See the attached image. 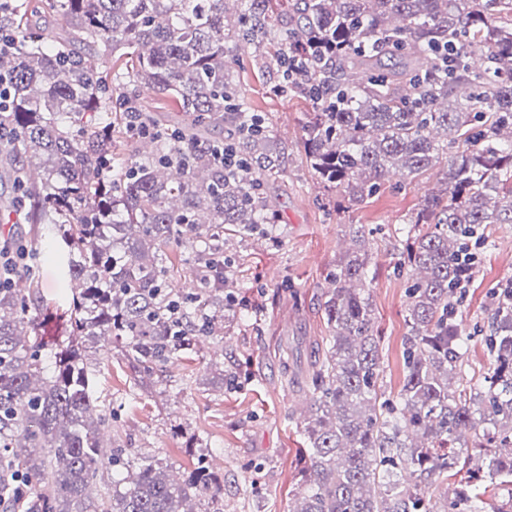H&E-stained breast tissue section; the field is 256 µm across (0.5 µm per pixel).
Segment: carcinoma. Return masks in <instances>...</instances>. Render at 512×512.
<instances>
[{"label": "carcinoma", "mask_w": 512, "mask_h": 512, "mask_svg": "<svg viewBox=\"0 0 512 512\" xmlns=\"http://www.w3.org/2000/svg\"><path fill=\"white\" fill-rule=\"evenodd\" d=\"M31 0H0V75L9 109L0 145L37 224L68 247L76 283L66 333L48 345L34 328L31 291L0 283V502L18 512H202L217 494L201 466L179 481L126 449L104 457L112 414L93 395L88 352L118 350L140 380L159 376L200 337L230 335L235 299L224 274L225 230L275 223L262 192L277 167L265 119L234 80L246 44L275 68L281 96L305 94L307 159L326 187L362 201L392 174L445 169L443 184L401 228L397 268L409 274L403 382L383 398L372 271L359 248L340 255L323 302L329 335L308 375L300 449L303 489L294 512H481L477 487L512 484V278L489 292L483 341L493 368L465 374L472 334L457 320L490 246L487 229L512 224V0H53L68 29L29 33ZM288 12V28L273 17ZM102 56L134 48L126 77L171 100L180 116L143 113L152 154L112 169V120L123 99L77 47ZM227 126L242 163L232 172L204 145ZM43 169L40 183L25 165ZM194 262L195 284L173 285L170 243ZM50 351L52 370L44 366ZM476 433L472 443L466 433ZM479 449L473 458L469 448ZM112 492L94 495L106 470ZM464 474L437 506L426 493Z\"/></svg>", "instance_id": "1"}]
</instances>
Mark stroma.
Here are the masks:
<instances>
[{"label": "stroma", "instance_id": "obj_1", "mask_svg": "<svg viewBox=\"0 0 512 512\" xmlns=\"http://www.w3.org/2000/svg\"><path fill=\"white\" fill-rule=\"evenodd\" d=\"M238 54L245 99L266 115L278 158L267 189L278 224L226 244L246 328L235 332L223 351L205 342L144 384L136 383L133 369L118 355L91 372L99 405L117 412L111 439L130 457L162 459L181 478L194 471L199 458L208 459L224 488L207 512H292L302 489L300 413L308 401L303 375L311 367L315 340L328 333L322 304L328 273L352 246L345 227L361 224L372 231L367 250L375 277L369 293L381 333L383 387L394 395L403 381L407 333V281L396 270L404 247L399 229L424 194L436 188L438 174L427 172L411 184L385 182L362 202L324 188L304 151L310 100L277 95L275 71L255 66L249 47ZM489 231L480 271L457 314L467 329L487 324L490 289L512 277V224H494ZM32 241L40 258L37 294L44 301L36 328L52 342L67 327L74 283L64 270L62 241L50 233ZM285 282L292 293L281 292ZM282 345L297 360L295 379L283 374ZM232 369L239 383L227 390L218 375Z\"/></svg>", "mask_w": 512, "mask_h": 512}]
</instances>
